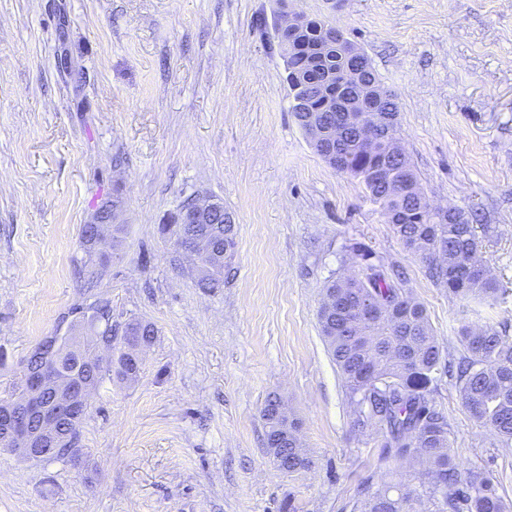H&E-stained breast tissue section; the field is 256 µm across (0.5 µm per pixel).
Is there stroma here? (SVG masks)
<instances>
[{
	"label": "stroma",
	"instance_id": "obj_1",
	"mask_svg": "<svg viewBox=\"0 0 512 512\" xmlns=\"http://www.w3.org/2000/svg\"><path fill=\"white\" fill-rule=\"evenodd\" d=\"M286 6L332 18L396 95L420 187L476 225L496 297L449 293L311 147L257 26ZM198 199L237 228L214 293L160 231ZM112 203L121 241L92 283L81 229ZM354 244L402 271L452 357L461 324L512 336V0H0V389L97 297L113 324L157 329L138 380L94 393L81 462L0 449V512H357L380 440L354 427L318 320L327 280L358 270ZM271 394L312 461L292 476L266 453ZM434 400L452 454L512 512V448L447 376Z\"/></svg>",
	"mask_w": 512,
	"mask_h": 512
}]
</instances>
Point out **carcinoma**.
I'll list each match as a JSON object with an SVG mask.
<instances>
[{"instance_id": "carcinoma-1", "label": "carcinoma", "mask_w": 512, "mask_h": 512, "mask_svg": "<svg viewBox=\"0 0 512 512\" xmlns=\"http://www.w3.org/2000/svg\"><path fill=\"white\" fill-rule=\"evenodd\" d=\"M332 21L312 20V28L302 34L301 45L294 47L291 63H312L336 71V82L347 83L349 63L339 49L318 54L316 46L322 30ZM341 163L331 162L336 171L348 174L364 186L369 198L391 215V224L404 245L431 261V272L448 290L463 298L486 299L494 296L495 280L478 257L474 225L461 211L444 223L434 213L420 190L418 177L405 154L384 155L370 152L349 131L336 139ZM408 182L411 190L399 194L392 183ZM212 224L174 225V245L183 239L211 240ZM236 225H224V240L214 244L201 258L206 271L197 273V286L212 293L224 287V259L233 255ZM81 248L88 263L101 250V244L81 231ZM361 257L360 269L345 281L336 279L325 288L336 295V309L321 307V332L329 354L340 372L354 417L361 433L375 432L382 437L380 461L403 460L423 466L420 471L425 497L438 504V512H506L498 493V483L462 467L449 453L448 421L436 408L432 393L443 364L440 348L429 325L425 308L414 300L401 283L393 280L385 264L372 254L353 248ZM71 336L56 353V362L66 372L83 368V349L92 345L107 348L104 364L88 370L87 378L95 387L112 376L125 382L137 380L141 347L150 345L157 334L154 324L131 319L123 326L117 356H112L115 340L110 300L99 298L94 315L80 312L71 323ZM464 348L462 365L455 376L459 392L473 418L488 429L505 447L512 446V339L495 327L460 329ZM26 390L18 378L8 391L0 394V413L20 405ZM267 427L266 445L276 469L288 465L293 474L311 465L306 452H298V423L288 413L281 398H266L261 409ZM86 418L62 422L73 450H62L59 458L77 461L80 428ZM378 466L358 484L357 508L360 512H411V496L400 484L383 477Z\"/></svg>"}]
</instances>
